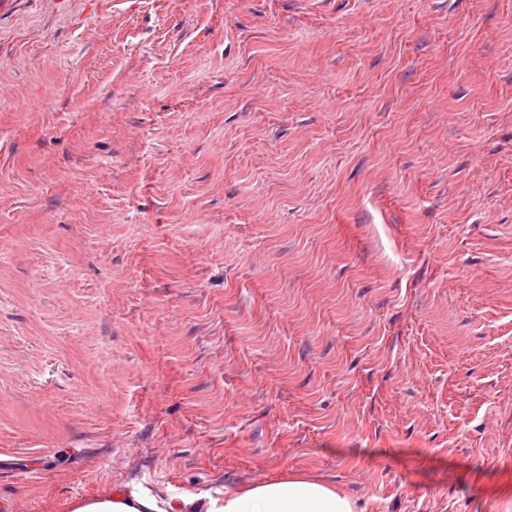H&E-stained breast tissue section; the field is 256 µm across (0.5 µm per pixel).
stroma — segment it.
<instances>
[{
  "label": "stroma",
  "instance_id": "1",
  "mask_svg": "<svg viewBox=\"0 0 512 512\" xmlns=\"http://www.w3.org/2000/svg\"><path fill=\"white\" fill-rule=\"evenodd\" d=\"M288 476L512 512V0H0V512Z\"/></svg>",
  "mask_w": 512,
  "mask_h": 512
}]
</instances>
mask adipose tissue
I'll use <instances>...</instances> for the list:
<instances>
[{"mask_svg":"<svg viewBox=\"0 0 512 512\" xmlns=\"http://www.w3.org/2000/svg\"><path fill=\"white\" fill-rule=\"evenodd\" d=\"M68 512H358V508L336 488L304 477H288L220 498L186 497L176 505L152 495L107 490L72 502Z\"/></svg>","mask_w":512,"mask_h":512,"instance_id":"ef3b65f1","label":"adipose tissue"}]
</instances>
